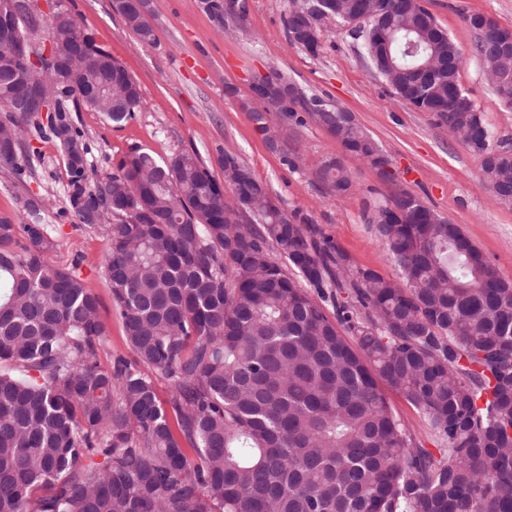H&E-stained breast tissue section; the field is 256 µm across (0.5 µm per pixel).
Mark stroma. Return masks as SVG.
Returning a JSON list of instances; mask_svg holds the SVG:
<instances>
[{
  "label": "stroma",
  "mask_w": 512,
  "mask_h": 512,
  "mask_svg": "<svg viewBox=\"0 0 512 512\" xmlns=\"http://www.w3.org/2000/svg\"><path fill=\"white\" fill-rule=\"evenodd\" d=\"M31 2L42 20L59 5L76 14L140 87L144 108L128 122L112 124L87 109L72 115L84 132L87 161L99 174L115 171L136 149L160 161L193 149L220 181L224 170L219 159L231 153L267 184L276 205L302 210L353 265L395 277L396 268L370 224L374 208L383 204L390 189L377 170L347 154L309 117L299 123L272 112L270 135L258 131L251 83L274 67L307 94L352 112L390 157L398 183L460 225L499 276L512 282V203L496 200L486 189L480 155L450 139L431 114L399 102L361 55L358 41L336 34L335 22H327L322 48L312 56L288 43L284 18L289 0H247L245 29L237 34L213 21L200 0H150L147 19L156 37L151 45L137 40L113 11L111 0ZM422 5L460 49V83L482 112L492 145L512 148V109L486 82L483 63L474 52L475 35L463 20L467 14H484L512 29V0H422ZM274 135L283 150L272 148ZM33 146L38 154L26 183L15 181L0 166V214L17 211L29 197L42 200L45 223L62 231L56 264L78 266L98 298L106 326L101 364L131 357L102 274L105 241L98 232L77 227L69 214L68 176L57 146L40 140ZM331 158L355 176V188L342 198L330 195L313 178Z\"/></svg>",
  "instance_id": "35a3bbf8"
}]
</instances>
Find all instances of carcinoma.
Returning a JSON list of instances; mask_svg holds the SVG:
<instances>
[{
    "mask_svg": "<svg viewBox=\"0 0 512 512\" xmlns=\"http://www.w3.org/2000/svg\"><path fill=\"white\" fill-rule=\"evenodd\" d=\"M14 2L27 36L32 7ZM315 5L302 20L294 0L288 43L315 56L320 24L337 19L400 102L486 156L484 182L512 202V154L490 146L459 82L461 52L420 0ZM112 9L155 42L129 0ZM480 18L463 15L478 55ZM408 38L438 64L422 91ZM46 39L70 62L35 71L41 100H53L46 121L14 111L15 74L0 72V164L20 181L32 168L25 136L66 158L84 149L71 113L121 124L144 109L136 81L75 15L47 20ZM485 68L512 74V57ZM272 83L291 92L284 116L307 113L393 179L352 113L277 71ZM221 164L231 203L194 150L161 162L135 150L104 176L66 164L69 212L106 239L103 274L133 353L106 367L98 299L78 267L53 264L58 229L40 201L0 215V512H512V284L408 190L373 218L397 270L388 279L280 209L233 154ZM315 180L338 198L354 187L335 159ZM99 209L101 223L87 224ZM381 382L423 417L437 451L396 417Z\"/></svg>",
    "mask_w": 512,
    "mask_h": 512,
    "instance_id": "1",
    "label": "carcinoma"
}]
</instances>
